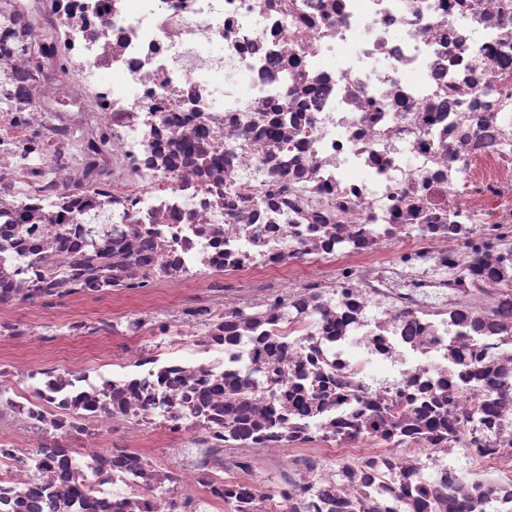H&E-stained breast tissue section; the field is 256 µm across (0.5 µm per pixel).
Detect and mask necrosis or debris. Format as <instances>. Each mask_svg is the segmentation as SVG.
<instances>
[{
	"label": "necrosis or debris",
	"mask_w": 512,
	"mask_h": 512,
	"mask_svg": "<svg viewBox=\"0 0 512 512\" xmlns=\"http://www.w3.org/2000/svg\"><path fill=\"white\" fill-rule=\"evenodd\" d=\"M0 340V512H512V0H0ZM24 314L26 318L37 327L44 326L48 323H52L57 328L58 336L60 337L61 345L58 349L56 355L63 359H72V363L80 366H94L96 365V360L92 356V348L94 344L93 337H84V338H71L65 336L64 328L62 327L63 321H56L53 319L47 318L41 310L39 309H29L25 310Z\"/></svg>",
	"instance_id": "4bbe7bcc"
}]
</instances>
